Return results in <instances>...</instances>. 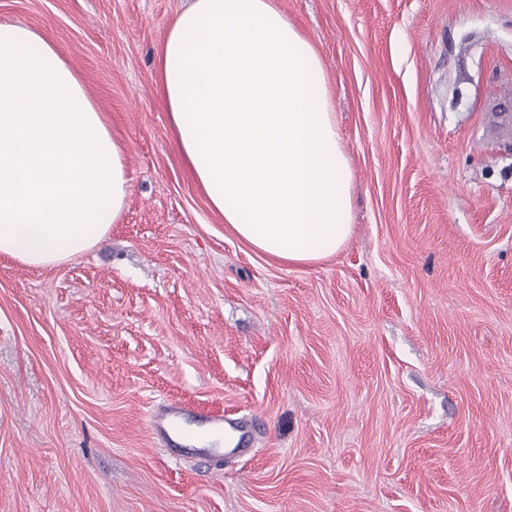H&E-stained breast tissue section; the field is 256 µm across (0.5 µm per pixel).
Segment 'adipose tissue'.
Masks as SVG:
<instances>
[{"instance_id":"obj_1","label":"adipose tissue","mask_w":512,"mask_h":512,"mask_svg":"<svg viewBox=\"0 0 512 512\" xmlns=\"http://www.w3.org/2000/svg\"><path fill=\"white\" fill-rule=\"evenodd\" d=\"M157 90L210 208L284 265L352 235L351 172L319 53L275 0H192L170 22ZM130 192L124 147L55 46L0 24V254L51 268L90 251Z\"/></svg>"}]
</instances>
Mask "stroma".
Returning a JSON list of instances; mask_svg holds the SVG:
<instances>
[{
	"instance_id": "obj_1",
	"label": "stroma",
	"mask_w": 512,
	"mask_h": 512,
	"mask_svg": "<svg viewBox=\"0 0 512 512\" xmlns=\"http://www.w3.org/2000/svg\"><path fill=\"white\" fill-rule=\"evenodd\" d=\"M188 0H0L78 73L130 194L87 254L0 255V512H512V0H278L316 46L354 231L252 251L175 148L155 58ZM251 420L172 459L149 415Z\"/></svg>"
}]
</instances>
